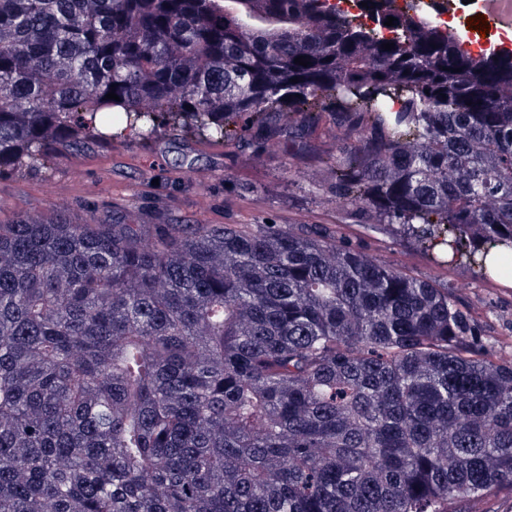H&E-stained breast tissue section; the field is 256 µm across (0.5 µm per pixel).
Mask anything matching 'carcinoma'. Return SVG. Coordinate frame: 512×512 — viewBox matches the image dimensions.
<instances>
[{
  "label": "carcinoma",
  "instance_id": "cac0c4a2",
  "mask_svg": "<svg viewBox=\"0 0 512 512\" xmlns=\"http://www.w3.org/2000/svg\"><path fill=\"white\" fill-rule=\"evenodd\" d=\"M366 2L374 28L322 0H0V169L151 135L159 113L215 142L287 138L365 223L511 276L512 59ZM326 119L352 136L334 153L311 143ZM493 345L447 288L327 227L0 224V512L512 495Z\"/></svg>",
  "mask_w": 512,
  "mask_h": 512
}]
</instances>
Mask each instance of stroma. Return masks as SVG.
Instances as JSON below:
<instances>
[{
  "label": "stroma",
  "instance_id": "35a3bbf8",
  "mask_svg": "<svg viewBox=\"0 0 512 512\" xmlns=\"http://www.w3.org/2000/svg\"><path fill=\"white\" fill-rule=\"evenodd\" d=\"M287 140L216 143L159 129L55 155L44 166L0 173V224L28 215L124 224H322L338 241L421 280L448 286L482 334L512 358V283L481 279L462 265L434 263L392 226L363 224L355 206L321 186L312 163Z\"/></svg>",
  "mask_w": 512,
  "mask_h": 512
}]
</instances>
